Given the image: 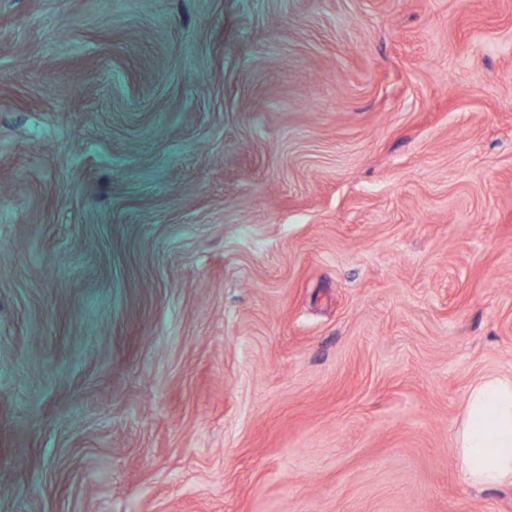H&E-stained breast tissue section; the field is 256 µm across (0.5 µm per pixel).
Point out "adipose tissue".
Listing matches in <instances>:
<instances>
[{"instance_id": "obj_1", "label": "adipose tissue", "mask_w": 512, "mask_h": 512, "mask_svg": "<svg viewBox=\"0 0 512 512\" xmlns=\"http://www.w3.org/2000/svg\"><path fill=\"white\" fill-rule=\"evenodd\" d=\"M453 447L468 485H512V375H488L469 388Z\"/></svg>"}]
</instances>
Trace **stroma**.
I'll use <instances>...</instances> for the list:
<instances>
[{
	"instance_id": "stroma-1",
	"label": "stroma",
	"mask_w": 512,
	"mask_h": 512,
	"mask_svg": "<svg viewBox=\"0 0 512 512\" xmlns=\"http://www.w3.org/2000/svg\"><path fill=\"white\" fill-rule=\"evenodd\" d=\"M512 0H0V512H512ZM453 447L468 485H512V375H488L468 389Z\"/></svg>"
}]
</instances>
